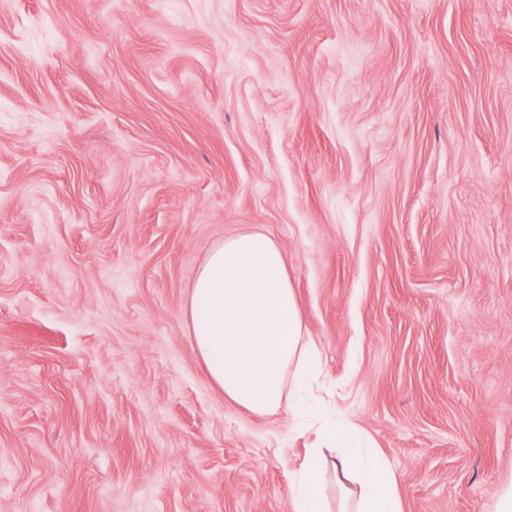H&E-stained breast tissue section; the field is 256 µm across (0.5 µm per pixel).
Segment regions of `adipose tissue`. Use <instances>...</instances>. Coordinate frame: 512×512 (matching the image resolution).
I'll return each instance as SVG.
<instances>
[{
    "label": "adipose tissue",
    "instance_id": "adipose-tissue-1",
    "mask_svg": "<svg viewBox=\"0 0 512 512\" xmlns=\"http://www.w3.org/2000/svg\"><path fill=\"white\" fill-rule=\"evenodd\" d=\"M186 314L193 344L226 397L259 414L279 411L316 372L317 347L288 278V258L260 231L215 244L197 269ZM339 484L358 479L355 512H401L391 474L377 459L353 452L331 466L311 457L290 496L298 512H320L325 469Z\"/></svg>",
    "mask_w": 512,
    "mask_h": 512
}]
</instances>
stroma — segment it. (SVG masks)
Returning a JSON list of instances; mask_svg holds the SVG:
<instances>
[{"mask_svg":"<svg viewBox=\"0 0 512 512\" xmlns=\"http://www.w3.org/2000/svg\"><path fill=\"white\" fill-rule=\"evenodd\" d=\"M246 228L320 351L303 416L186 323ZM315 448L512 512V0H0V512H295Z\"/></svg>","mask_w":512,"mask_h":512,"instance_id":"35a3bbf8","label":"stroma"}]
</instances>
